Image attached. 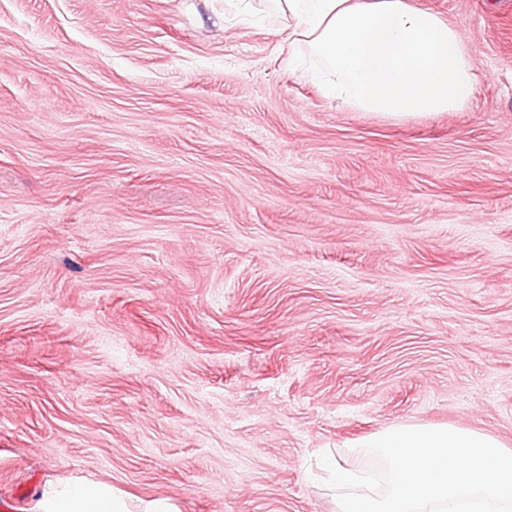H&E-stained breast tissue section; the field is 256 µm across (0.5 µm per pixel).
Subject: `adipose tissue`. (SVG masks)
Returning a JSON list of instances; mask_svg holds the SVG:
<instances>
[{"label":"adipose tissue","instance_id":"obj_1","mask_svg":"<svg viewBox=\"0 0 512 512\" xmlns=\"http://www.w3.org/2000/svg\"><path fill=\"white\" fill-rule=\"evenodd\" d=\"M242 14L276 18L289 44H303L328 97L389 116L457 112L471 100L478 69L459 29L420 0H266ZM41 512H132L101 482L44 495Z\"/></svg>","mask_w":512,"mask_h":512}]
</instances>
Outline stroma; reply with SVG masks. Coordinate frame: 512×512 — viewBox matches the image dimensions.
Here are the masks:
<instances>
[{
	"instance_id": "stroma-1",
	"label": "stroma",
	"mask_w": 512,
	"mask_h": 512,
	"mask_svg": "<svg viewBox=\"0 0 512 512\" xmlns=\"http://www.w3.org/2000/svg\"><path fill=\"white\" fill-rule=\"evenodd\" d=\"M459 112L328 100L221 0H0V512L99 480L337 512L404 424L512 448V0Z\"/></svg>"
}]
</instances>
